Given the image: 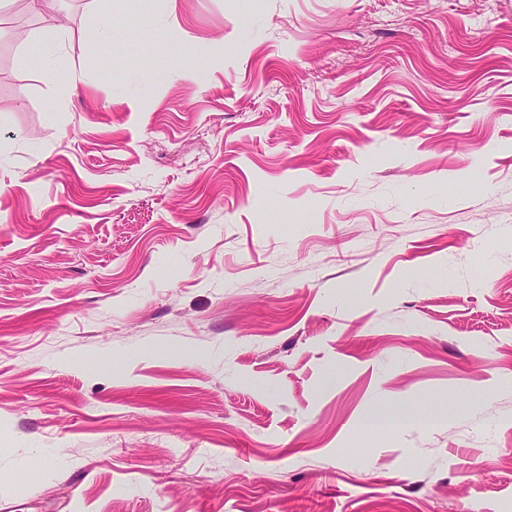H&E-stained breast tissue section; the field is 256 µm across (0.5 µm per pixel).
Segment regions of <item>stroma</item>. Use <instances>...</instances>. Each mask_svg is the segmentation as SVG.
Returning a JSON list of instances; mask_svg holds the SVG:
<instances>
[{
  "mask_svg": "<svg viewBox=\"0 0 512 512\" xmlns=\"http://www.w3.org/2000/svg\"><path fill=\"white\" fill-rule=\"evenodd\" d=\"M1 472L512 512V0H0Z\"/></svg>",
  "mask_w": 512,
  "mask_h": 512,
  "instance_id": "1",
  "label": "stroma"
}]
</instances>
